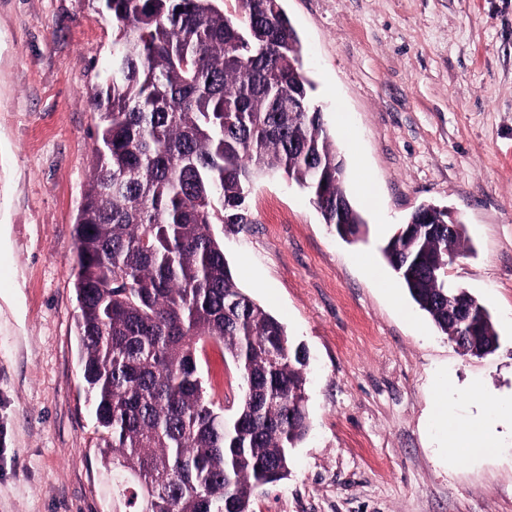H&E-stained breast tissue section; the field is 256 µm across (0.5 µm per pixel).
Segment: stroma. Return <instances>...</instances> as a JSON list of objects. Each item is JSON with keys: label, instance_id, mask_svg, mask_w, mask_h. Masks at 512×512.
Wrapping results in <instances>:
<instances>
[{"label": "stroma", "instance_id": "35a3bbf8", "mask_svg": "<svg viewBox=\"0 0 512 512\" xmlns=\"http://www.w3.org/2000/svg\"><path fill=\"white\" fill-rule=\"evenodd\" d=\"M281 5L367 225L341 238L276 175L254 185L251 224L214 227L238 286L309 356L311 431L253 512H512L511 420L488 451L447 452L455 426L512 396V0ZM118 37L94 0H0V512H112L74 282L90 98ZM422 204L466 228L448 285L490 311L492 355H463L402 283L378 284ZM202 377L232 417L234 364L203 361ZM450 381L480 394L434 416Z\"/></svg>", "mask_w": 512, "mask_h": 512}]
</instances>
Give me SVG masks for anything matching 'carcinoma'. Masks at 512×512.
Wrapping results in <instances>:
<instances>
[{
  "label": "carcinoma",
  "mask_w": 512,
  "mask_h": 512,
  "mask_svg": "<svg viewBox=\"0 0 512 512\" xmlns=\"http://www.w3.org/2000/svg\"><path fill=\"white\" fill-rule=\"evenodd\" d=\"M109 0L120 30L76 217L83 378L112 458L113 512H252L288 478L309 433L307 357L286 327L237 286L213 225L252 223L253 181L280 172L309 191L324 223L365 220L315 110L284 102L305 80L280 0ZM418 207L383 249L413 301L465 353L499 336L488 309L448 290L462 224H422ZM469 312L465 331L448 293ZM224 345L243 379L230 419L201 381L198 349Z\"/></svg>",
  "instance_id": "carcinoma-1"
}]
</instances>
